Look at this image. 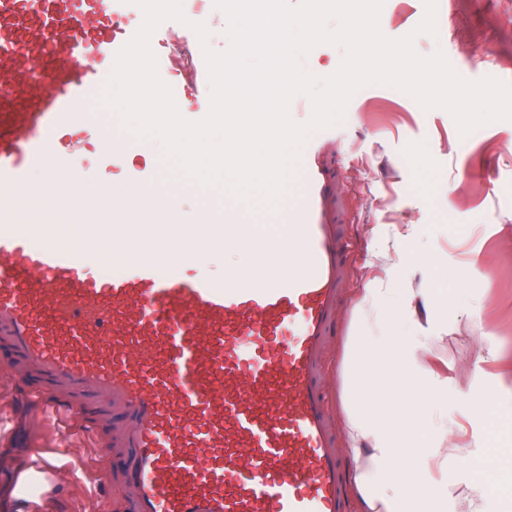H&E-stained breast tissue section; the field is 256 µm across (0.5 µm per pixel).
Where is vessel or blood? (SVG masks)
I'll use <instances>...</instances> for the list:
<instances>
[{
  "mask_svg": "<svg viewBox=\"0 0 512 512\" xmlns=\"http://www.w3.org/2000/svg\"><path fill=\"white\" fill-rule=\"evenodd\" d=\"M128 0H0V351L32 406L124 449L129 512H351L324 382L352 244L327 217L336 195L306 145L301 177L257 234L240 206L177 223L182 181L128 166L138 197L95 224H43L30 177H81L123 160L125 140L90 113L137 31ZM149 250H141L142 242ZM238 244L258 261L188 273L195 253ZM55 466L14 469L20 495L56 500Z\"/></svg>",
  "mask_w": 512,
  "mask_h": 512,
  "instance_id": "obj_1",
  "label": "vessel or blood"
}]
</instances>
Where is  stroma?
I'll return each instance as SVG.
<instances>
[{
	"label": "stroma",
	"instance_id": "stroma-1",
	"mask_svg": "<svg viewBox=\"0 0 512 512\" xmlns=\"http://www.w3.org/2000/svg\"><path fill=\"white\" fill-rule=\"evenodd\" d=\"M424 13L423 0H385L381 30L403 37ZM437 25V36H417L419 54L440 50L466 79L512 83V0H438ZM321 155L336 181L337 220L357 244L341 299L345 320L325 359L337 431L345 429L344 345L362 289L410 288L448 303L444 314L419 306L415 323L432 337L429 365L448 381L438 410L448 417L449 445L461 442L463 425L461 443L473 458L512 448V122L484 126L469 141L445 110L426 112L409 96L370 85L352 97ZM490 391L495 403L478 411ZM36 438L60 467L65 512H100L87 435H59L0 376V454L31 460Z\"/></svg>",
	"mask_w": 512,
	"mask_h": 512
}]
</instances>
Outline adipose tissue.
<instances>
[{
    "instance_id": "1",
    "label": "adipose tissue",
    "mask_w": 512,
    "mask_h": 512,
    "mask_svg": "<svg viewBox=\"0 0 512 512\" xmlns=\"http://www.w3.org/2000/svg\"><path fill=\"white\" fill-rule=\"evenodd\" d=\"M46 199L44 215L65 214L74 194L104 204L114 194L108 182L94 185L61 181L47 187L35 177ZM415 296L407 288H366L358 320L359 336L342 359V386L348 452L354 463L353 489L361 512H484L483 491L448 505V487L435 482L432 468L467 460L466 449L448 447L432 415L447 402L445 380L437 377L422 350L426 337L406 333Z\"/></svg>"
}]
</instances>
